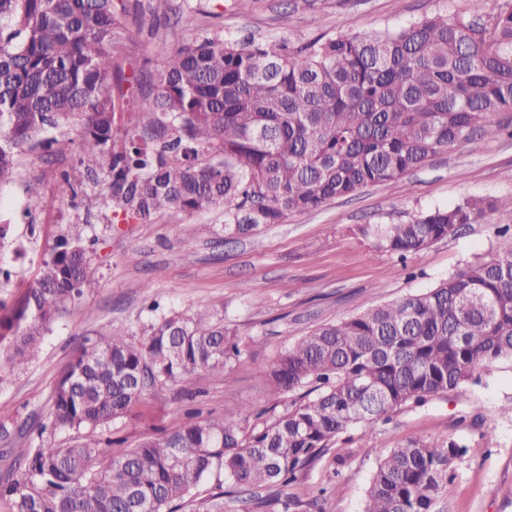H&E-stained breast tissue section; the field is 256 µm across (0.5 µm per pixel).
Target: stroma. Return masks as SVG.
<instances>
[{
    "instance_id": "stroma-1",
    "label": "stroma",
    "mask_w": 512,
    "mask_h": 512,
    "mask_svg": "<svg viewBox=\"0 0 512 512\" xmlns=\"http://www.w3.org/2000/svg\"><path fill=\"white\" fill-rule=\"evenodd\" d=\"M182 3L140 0L117 51L125 68H155L199 36L286 39L300 46L321 35L395 29L435 13L484 20L495 6V0H248L243 6L237 0H194L197 12L188 21L181 16ZM500 120L504 134L475 139L466 152L441 151L399 181L289 214L284 223L230 240L220 206L194 213L170 210L143 224L123 217L101 185L95 189L98 207L85 210L60 178L78 158L79 122L58 130L59 155L46 160L22 151L16 179L0 187V224L10 227L0 247V267L11 272L10 282L0 287V301L9 307L19 302L57 236L78 223L95 242L94 286L49 327L38 358L0 386V478L12 467L15 449L29 446V424L47 414L56 383L84 338L111 322L141 335L154 316L153 301L164 312L222 311L225 324L239 332L244 353L228 378L197 374L152 388L111 425L110 437L121 447H137L179 428L190 409L212 418L242 409L253 425L272 420L293 399L289 393H270L268 370L281 351L321 324L434 287L466 262L505 246L497 230L512 225L510 210L404 261L375 254L371 239L355 230L359 224H398L471 195L512 197V112ZM32 180L41 183L36 199L25 191ZM201 224L212 225L213 234H200ZM510 403L512 364L501 362L462 393L398 410L373 434L348 430L292 492L305 501L316 499L309 512H361L372 471L389 448L443 435L468 451L435 512H512V416L501 411ZM322 488L327 494L321 498ZM280 498L274 489L259 501L243 491L224 495L208 479L179 512H282Z\"/></svg>"
}]
</instances>
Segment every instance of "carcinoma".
<instances>
[{"label": "carcinoma", "instance_id": "cac0c4a2", "mask_svg": "<svg viewBox=\"0 0 512 512\" xmlns=\"http://www.w3.org/2000/svg\"><path fill=\"white\" fill-rule=\"evenodd\" d=\"M130 0H0V186L21 150L51 156L49 132L82 124L79 161L62 174L76 188L108 183L112 201L146 224L164 210L224 205V235L254 234L292 212L316 210L403 178L431 156L497 137L512 112V5L489 20L424 16L398 29L285 42L198 37L142 80L115 52L127 38ZM147 106L137 103L145 90ZM130 114L124 140L116 113ZM218 156L212 157V148ZM466 197L401 224L358 227L376 251L404 260L501 209ZM90 244L72 225L36 284L0 302V385L33 361L51 324L91 287ZM243 354L224 315L172 311L135 340L97 331L59 379L46 431L73 430L66 446L17 448L0 480L5 512H176L213 476L232 488L287 487L336 438L389 414L480 382L512 362V247L477 257L438 286L316 328L268 371L270 391L309 383L260 426L241 419L185 423L132 449L98 431L124 418L146 390L200 371L227 376ZM466 447L426 437L391 448L370 478L363 512H434Z\"/></svg>", "mask_w": 512, "mask_h": 512}]
</instances>
